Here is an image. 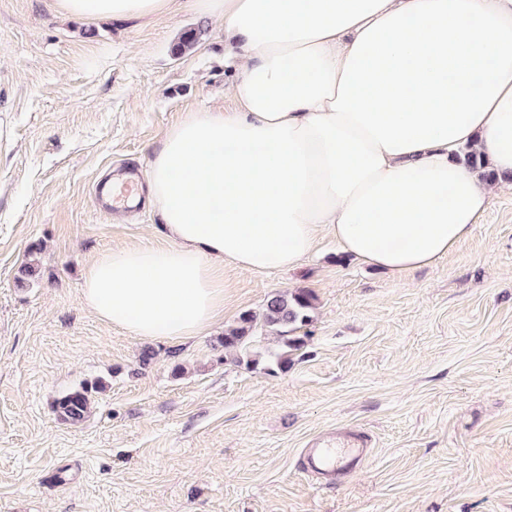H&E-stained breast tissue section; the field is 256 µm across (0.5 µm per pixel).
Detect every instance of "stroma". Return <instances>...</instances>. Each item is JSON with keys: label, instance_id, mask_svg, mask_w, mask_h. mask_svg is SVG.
<instances>
[{"label": "stroma", "instance_id": "stroma-1", "mask_svg": "<svg viewBox=\"0 0 512 512\" xmlns=\"http://www.w3.org/2000/svg\"><path fill=\"white\" fill-rule=\"evenodd\" d=\"M59 2L0 0V512H512V191L431 265L395 276L325 230L293 269L225 264L203 333L140 339L87 308L85 268L167 241L155 208L105 213L94 186L147 170L187 113L229 107L235 72L194 10ZM297 289L314 301L287 370L249 362L270 335L224 351L243 314ZM83 386L88 417L60 421L54 399ZM349 428L374 443L361 470L328 487L301 472L311 438ZM61 7L75 16L132 20L171 16L184 3L179 0H61Z\"/></svg>", "mask_w": 512, "mask_h": 512}]
</instances>
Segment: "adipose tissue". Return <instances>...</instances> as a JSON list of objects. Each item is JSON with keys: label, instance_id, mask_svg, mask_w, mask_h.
I'll list each match as a JSON object with an SVG mask.
<instances>
[{"label": "adipose tissue", "instance_id": "ef3b65f1", "mask_svg": "<svg viewBox=\"0 0 512 512\" xmlns=\"http://www.w3.org/2000/svg\"><path fill=\"white\" fill-rule=\"evenodd\" d=\"M75 16L174 14L179 0H61ZM224 22L229 110L188 114L148 171L168 240L87 266L83 297L142 339L203 332L218 264L291 269L330 230L400 274L471 233L512 187V0H191ZM473 150L497 177L457 158Z\"/></svg>", "mask_w": 512, "mask_h": 512}]
</instances>
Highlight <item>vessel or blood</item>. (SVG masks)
Here are the masks:
<instances>
[{
	"instance_id": "b4317fda",
	"label": "vessel or blood",
	"mask_w": 512,
	"mask_h": 512,
	"mask_svg": "<svg viewBox=\"0 0 512 512\" xmlns=\"http://www.w3.org/2000/svg\"><path fill=\"white\" fill-rule=\"evenodd\" d=\"M141 182L130 178L102 185L99 193L113 207H124L137 197ZM369 445L366 436L359 433L327 434L308 449L305 467L312 475L328 477L337 473L354 474L360 468Z\"/></svg>"
}]
</instances>
